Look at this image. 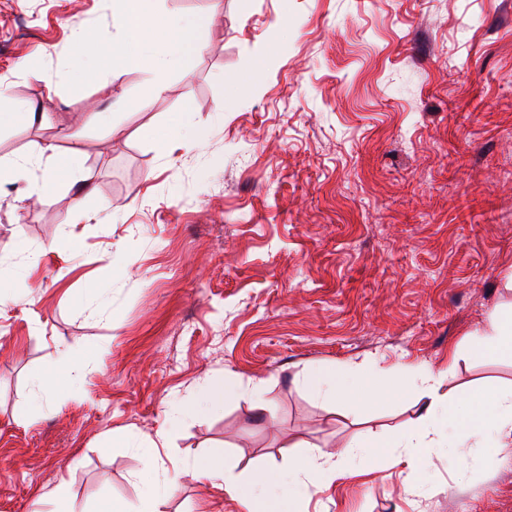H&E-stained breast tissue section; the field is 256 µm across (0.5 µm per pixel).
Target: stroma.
<instances>
[{"label": "stroma", "mask_w": 512, "mask_h": 512, "mask_svg": "<svg viewBox=\"0 0 512 512\" xmlns=\"http://www.w3.org/2000/svg\"><path fill=\"white\" fill-rule=\"evenodd\" d=\"M164 18L209 14L189 70L116 68L74 30L111 37L113 0H0V84L34 105L0 127V160L37 144L80 153L90 187L47 176L0 186V512H77L136 501L138 478L173 458L245 476L288 466L297 446L340 449L414 424L406 365L444 370L464 394L512 384V357L471 337L512 305V0H161ZM135 109H127L126 101ZM95 104L111 125L88 123ZM193 116L204 150L164 157L161 133ZM41 253L32 269L23 250ZM73 345L69 386L43 375ZM380 358L377 403L325 402L296 375ZM221 408L178 426L167 413L203 379ZM261 384L263 405L237 395ZM166 447L147 454L157 433ZM130 436L128 447L113 438ZM375 449L366 474L308 493L304 512H512V447L473 449L458 475L435 457L416 501ZM239 512L182 477L165 512Z\"/></svg>", "instance_id": "35a3bbf8"}]
</instances>
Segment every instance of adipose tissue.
Masks as SVG:
<instances>
[{"label": "adipose tissue", "instance_id": "obj_1", "mask_svg": "<svg viewBox=\"0 0 512 512\" xmlns=\"http://www.w3.org/2000/svg\"><path fill=\"white\" fill-rule=\"evenodd\" d=\"M158 0H117L118 30L112 38V63L117 67L145 68L152 72L151 91L162 95L166 89L169 67L189 69L193 57L200 51V32L204 20L184 25L159 24ZM163 39V56L146 53L150 41ZM35 160L46 161L49 174L39 196H46L52 185L66 179L74 183L87 182L77 156L58 160L53 144L39 146ZM479 349L487 353L512 356V307L492 313L478 331ZM442 373L426 365L406 372V386L416 392L423 404L415 428L384 437L370 433L357 446L337 451L322 448L303 455L287 471L272 466L255 470L241 478L224 471L210 460L184 458L177 465L182 473H191L209 480L212 485L235 500L242 512H298V493L311 488L323 490L337 480L358 473V451L362 448H388L400 471L404 493L418 496L429 474L433 454L447 451L453 457L458 472L470 466V449L508 448L512 446V389L490 390L467 400L442 394L439 386ZM302 384L315 396L333 400L340 396L361 401L382 398V389L358 391L345 366H320L303 373Z\"/></svg>", "mask_w": 512, "mask_h": 512}]
</instances>
